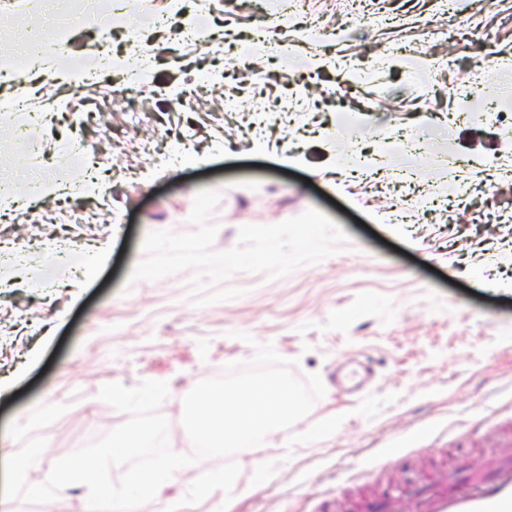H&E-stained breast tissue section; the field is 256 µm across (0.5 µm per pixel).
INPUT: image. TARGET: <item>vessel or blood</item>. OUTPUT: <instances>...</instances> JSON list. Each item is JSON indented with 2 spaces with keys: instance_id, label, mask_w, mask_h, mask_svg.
<instances>
[{
  "instance_id": "1",
  "label": "vessel or blood",
  "mask_w": 512,
  "mask_h": 512,
  "mask_svg": "<svg viewBox=\"0 0 512 512\" xmlns=\"http://www.w3.org/2000/svg\"><path fill=\"white\" fill-rule=\"evenodd\" d=\"M377 508L379 512H512V469L490 481L475 478L451 489L437 485L421 499L393 495Z\"/></svg>"
}]
</instances>
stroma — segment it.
<instances>
[{"instance_id":"obj_1","label":"stroma","mask_w":512,"mask_h":512,"mask_svg":"<svg viewBox=\"0 0 512 512\" xmlns=\"http://www.w3.org/2000/svg\"><path fill=\"white\" fill-rule=\"evenodd\" d=\"M0 0V61L27 54L29 35L70 32L87 53L94 15L79 26L60 0ZM262 23L247 0H141L108 45L123 66L79 86L49 72L0 78V100L24 97L46 115L33 133L47 158L13 138L19 112L0 111V244L37 270L0 288V374L25 373L0 396V433L37 404L66 411L41 434L47 446L27 474L43 482L59 458L124 423L101 401L108 383L166 382L160 407L171 449L192 451L183 399L228 363L250 362L253 342L293 360L296 377L319 374L325 395L291 429L235 457L231 493L181 512H363L392 492L414 493L512 468V95L490 105L480 87L512 79V0H305L303 11ZM323 42L305 36L313 21ZM200 26L187 39L188 23ZM446 28L443 37L435 28ZM261 71L253 80L244 65ZM109 103L80 128L92 99ZM430 124L426 158L403 146ZM74 137L101 161L105 195H70L96 208L95 224H47L50 201L24 207L26 175L79 185L86 175L58 152ZM364 153L375 174L347 172ZM466 190L448 196L449 180ZM217 188L213 248L237 243L244 225H274L316 208L349 236L332 256L288 276L233 274L242 297L204 307L187 297L192 271L129 282L146 233L193 231L197 191ZM91 249L77 274L46 272L56 238ZM251 342L240 340V333ZM373 365L362 395L338 392L336 366ZM213 458L176 471L139 512H166Z\"/></svg>"}]
</instances>
